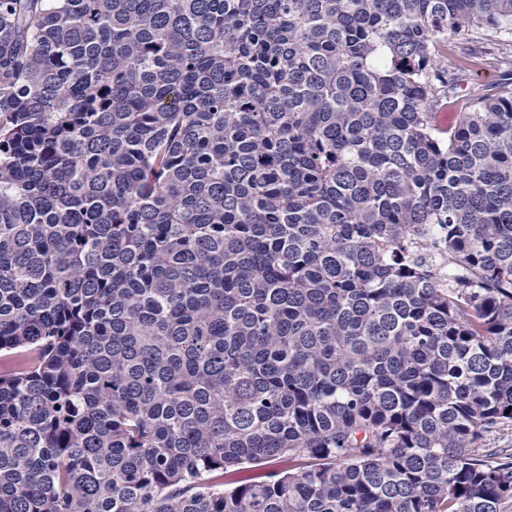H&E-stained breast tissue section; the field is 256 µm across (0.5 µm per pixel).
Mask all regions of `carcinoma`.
Listing matches in <instances>:
<instances>
[{"label":"carcinoma","instance_id":"carcinoma-1","mask_svg":"<svg viewBox=\"0 0 512 512\" xmlns=\"http://www.w3.org/2000/svg\"><path fill=\"white\" fill-rule=\"evenodd\" d=\"M476 34L512 0H0V512L512 508Z\"/></svg>","mask_w":512,"mask_h":512}]
</instances>
